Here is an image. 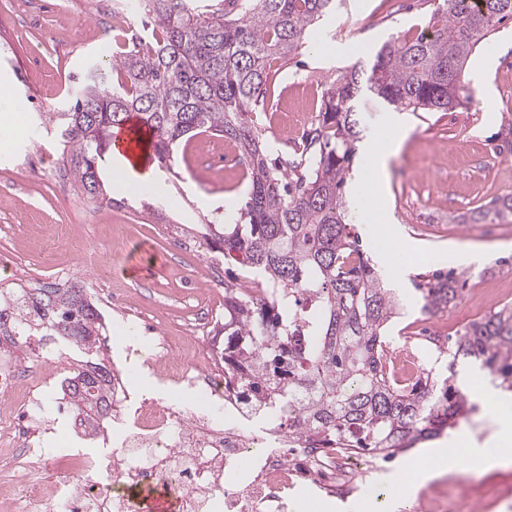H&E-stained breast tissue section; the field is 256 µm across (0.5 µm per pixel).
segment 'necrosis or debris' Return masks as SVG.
I'll return each mask as SVG.
<instances>
[{"instance_id":"obj_1","label":"necrosis or debris","mask_w":512,"mask_h":512,"mask_svg":"<svg viewBox=\"0 0 512 512\" xmlns=\"http://www.w3.org/2000/svg\"><path fill=\"white\" fill-rule=\"evenodd\" d=\"M198 327V342L181 353L166 336L152 357L141 344H119L112 362V443L86 459L89 480L47 485L25 477L5 502L8 512H140L142 493L153 490L172 496L175 512H300L299 486L345 504L382 470L381 456L321 435L292 436L287 420L257 427L249 385L229 379L213 356L209 318ZM444 331L421 322L404 347H386L387 369L398 385L409 388L422 377L421 351ZM133 369L164 388L167 398L134 391ZM215 404L228 424L210 422L208 408Z\"/></svg>"}]
</instances>
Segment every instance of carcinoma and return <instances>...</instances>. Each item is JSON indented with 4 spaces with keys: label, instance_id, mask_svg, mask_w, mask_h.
<instances>
[{
    "label": "carcinoma",
    "instance_id": "obj_1",
    "mask_svg": "<svg viewBox=\"0 0 512 512\" xmlns=\"http://www.w3.org/2000/svg\"><path fill=\"white\" fill-rule=\"evenodd\" d=\"M140 4L155 23L152 49L112 36V70L90 66L70 110L50 117L69 148L75 184L112 202L98 174V148L134 115L153 133L161 165L188 134L211 132L233 142L248 161L243 223L215 219L200 247L245 262L243 269L270 293L254 301L224 284V323L214 327L215 336L242 341L224 368L238 380L249 370L254 400L263 407L295 396L296 433L325 434L345 448L368 444L392 457L454 428L475 406L450 376L432 371L403 389L384 369L382 346L400 301L348 232L353 215L344 190L367 106L448 112L469 100L467 60L492 27L512 18V0H444L423 28L382 44L370 70L343 71L327 89L299 159L271 157L250 114L264 102L273 68L297 54L339 0ZM510 218L512 198L494 199L462 223ZM463 277L418 275L423 311L436 315L456 306ZM103 331V315L79 283L0 290V345L25 356L37 336L67 359L62 391L69 412L84 417L92 433L112 415ZM453 346V358L473 360L512 392V304L463 328ZM285 363L293 374L286 389L275 379Z\"/></svg>",
    "mask_w": 512,
    "mask_h": 512
}]
</instances>
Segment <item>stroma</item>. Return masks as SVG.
Listing matches in <instances>:
<instances>
[{"label":"stroma","instance_id":"stroma-1","mask_svg":"<svg viewBox=\"0 0 512 512\" xmlns=\"http://www.w3.org/2000/svg\"><path fill=\"white\" fill-rule=\"evenodd\" d=\"M443 0H343L335 15L322 23L299 54L268 82L267 97L251 114L264 136L281 121L310 114L318 118L323 96L343 69L372 60L386 40L424 26ZM104 0H0V101L19 107L22 131L0 137V289L17 283L45 282L56 264L85 279L87 292L103 303L106 290L124 293L129 305L105 309L108 351L117 340L140 336L144 323L161 335L180 340L186 334L189 308L223 311L224 300L207 293L210 261L204 251L180 247L176 229L200 237L214 210L238 212L246 202L243 168L215 164L216 137L198 134L176 146L169 168L150 162L159 180L141 192L140 173H130L125 191L112 202H98L76 188L62 162L46 123L62 112L80 89L89 64L108 65L103 45ZM492 58L493 68L475 75L473 62ZM465 78L473 90L467 104L452 112H376L366 119L364 142L389 137L394 118L411 129L388 162V179L378 187L368 182L370 162L353 168L347 183L348 202L359 206L355 226L365 251L403 296L405 310L395 322L404 327L421 316L413 296L414 276L455 270L465 275L462 300L448 311L450 323L477 321L471 303L478 285L512 268V223L459 224V215L501 198L500 184L512 181V161L496 157L498 143H512V109L502 94L512 83V21L497 24L473 49ZM51 157L49 176L33 179L35 154ZM454 178V194L439 183ZM111 225L117 263L110 274L88 276L97 238ZM461 247V260L448 250ZM27 382L37 389L43 419L57 420L58 381L64 372L57 356L39 350L22 361ZM480 412L433 440L436 448L457 447L466 439L481 451L495 444L498 431L512 428V397L485 385ZM500 464L477 471L464 485L462 471L434 479V486L456 492L468 487L472 497L491 498L512 490V448L500 449Z\"/></svg>","mask_w":512,"mask_h":512}]
</instances>
